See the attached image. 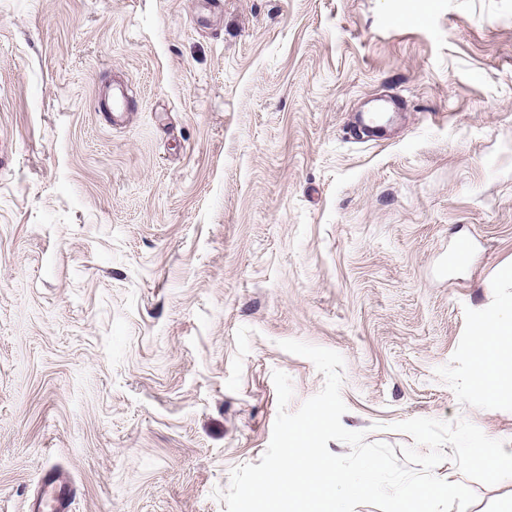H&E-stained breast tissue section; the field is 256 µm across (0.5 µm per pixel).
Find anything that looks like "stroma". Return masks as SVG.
Wrapping results in <instances>:
<instances>
[{
	"label": "stroma",
	"mask_w": 512,
	"mask_h": 512,
	"mask_svg": "<svg viewBox=\"0 0 512 512\" xmlns=\"http://www.w3.org/2000/svg\"><path fill=\"white\" fill-rule=\"evenodd\" d=\"M510 310L512 0H0V512L47 465L73 512H227L273 372L292 412L324 385L288 339L343 356L367 442L463 418L512 454L473 342ZM443 450L467 512H512Z\"/></svg>",
	"instance_id": "obj_1"
}]
</instances>
